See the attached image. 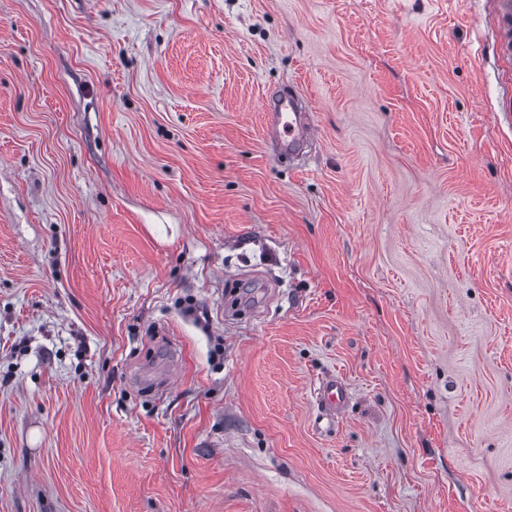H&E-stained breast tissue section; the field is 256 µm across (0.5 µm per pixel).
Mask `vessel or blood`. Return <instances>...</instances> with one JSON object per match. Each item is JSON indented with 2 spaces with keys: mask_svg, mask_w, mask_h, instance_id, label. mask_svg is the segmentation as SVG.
<instances>
[{
  "mask_svg": "<svg viewBox=\"0 0 512 512\" xmlns=\"http://www.w3.org/2000/svg\"><path fill=\"white\" fill-rule=\"evenodd\" d=\"M497 41L503 56H512V0H498ZM301 101L292 96L276 97L264 102V129L279 150L294 154L312 133L311 123L300 110ZM347 399L345 386L337 379L320 383L318 402L331 412H340Z\"/></svg>",
  "mask_w": 512,
  "mask_h": 512,
  "instance_id": "obj_1",
  "label": "vessel or blood"
}]
</instances>
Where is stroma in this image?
<instances>
[{"mask_svg": "<svg viewBox=\"0 0 512 512\" xmlns=\"http://www.w3.org/2000/svg\"><path fill=\"white\" fill-rule=\"evenodd\" d=\"M496 10L0 0V512H512ZM301 100L289 95L264 100V129L279 150L292 155L300 151L312 133L306 112H298ZM316 396L322 406L338 414L346 402L347 391L345 386L336 377H332L320 383Z\"/></svg>", "mask_w": 512, "mask_h": 512, "instance_id": "35a3bbf8", "label": "stroma"}]
</instances>
